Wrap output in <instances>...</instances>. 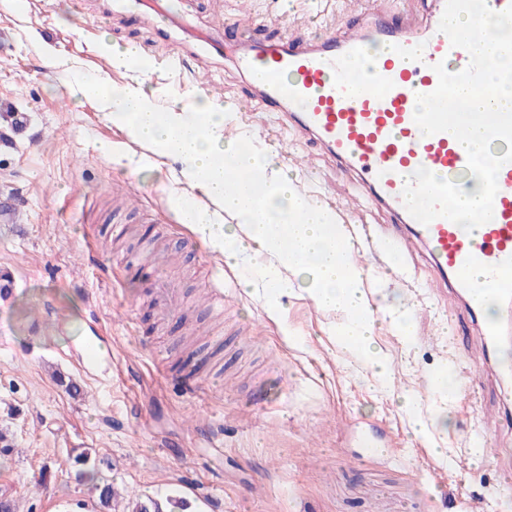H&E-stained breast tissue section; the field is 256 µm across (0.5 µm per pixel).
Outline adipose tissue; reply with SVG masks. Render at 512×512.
Returning a JSON list of instances; mask_svg holds the SVG:
<instances>
[{
    "label": "adipose tissue",
    "mask_w": 512,
    "mask_h": 512,
    "mask_svg": "<svg viewBox=\"0 0 512 512\" xmlns=\"http://www.w3.org/2000/svg\"><path fill=\"white\" fill-rule=\"evenodd\" d=\"M71 93L95 100L104 122L119 124L146 146L129 154L124 165L139 172L164 158L181 162V182L194 196L183 212L185 224L214 255L231 267L255 272L250 285L272 303L293 293L294 279L306 276L315 306L337 312L333 334L344 351L372 361L379 374L387 366L374 344L377 322L394 326L409 339L411 303L384 310L362 288L366 272L352 262L353 237L322 204L302 198L294 180L266 151L241 149L224 136L223 103L200 94L160 103L143 85L109 90L101 80H76ZM236 219L239 235L224 232L225 218Z\"/></svg>",
    "instance_id": "adipose-tissue-1"
}]
</instances>
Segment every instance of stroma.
Wrapping results in <instances>:
<instances>
[{
	"instance_id": "1",
	"label": "stroma",
	"mask_w": 512,
	"mask_h": 512,
	"mask_svg": "<svg viewBox=\"0 0 512 512\" xmlns=\"http://www.w3.org/2000/svg\"><path fill=\"white\" fill-rule=\"evenodd\" d=\"M363 2L140 0L141 14L162 7L182 20L162 41L129 20L124 0H0V132L9 136L0 142V203L14 210L0 220V272L15 279L13 296L0 300V427L14 443L0 455V494L18 512L90 503L71 464L85 449L104 459L99 475L121 495L177 494L190 512H465L471 496L489 498L491 512H512V475L496 459L512 448V408L503 430L481 420L497 400L496 379L451 403L447 433L428 444L411 435V417L428 406L423 376L443 365L461 382L462 343L477 341L481 326L440 296L421 257L402 266L385 249L356 254L389 278L382 305L415 306L413 344L378 325L388 373L375 384L371 367L337 349L333 316L301 292L269 313L241 271L223 267L181 223L169 200L177 162L135 175L107 158L104 144L130 148L125 130L71 96L42 62L53 48L79 76L113 89L146 75L156 93L194 94L209 81V95L243 115L225 137H259L301 191L353 232L394 218L363 204L357 183L318 144L281 134L232 64L209 77L186 50L206 39L234 44L233 13L257 17L261 40L289 32L318 40L359 23ZM105 40L135 45L136 66L113 68L98 50ZM15 110L29 115L25 131L4 119ZM156 278L182 297L179 315L161 325L149 302ZM218 286L224 307L214 311L206 297ZM92 343L103 357L84 372L76 361ZM188 358L198 396L173 382ZM69 380L80 395L69 394ZM364 431L386 452L367 455Z\"/></svg>"
}]
</instances>
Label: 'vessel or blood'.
I'll list each match as a JSON object with an SVG mask.
<instances>
[{
	"instance_id": "1",
	"label": "vessel or blood",
	"mask_w": 512,
	"mask_h": 512,
	"mask_svg": "<svg viewBox=\"0 0 512 512\" xmlns=\"http://www.w3.org/2000/svg\"><path fill=\"white\" fill-rule=\"evenodd\" d=\"M446 0H432L425 24H388L371 15L359 26L332 32L313 44L299 35L265 40L237 52L236 67L249 78L252 94L282 128L300 139L320 141L357 176L369 202L398 217L388 229L365 224L360 237L367 247L383 245L400 259L413 247H425L434 267L448 275L449 286L467 312L493 299L500 319L482 327V353L469 361L468 387L504 374L498 354L512 347V163L497 176L493 218L473 232L439 217L422 225L407 211L403 190L419 168L455 183L469 175L467 153L450 133L423 135L414 121L416 97L438 85L435 64L448 71L468 66L467 50L452 46L439 22ZM480 269L493 284L484 295L470 277ZM158 315L179 311V296L168 283L154 291Z\"/></svg>"
}]
</instances>
